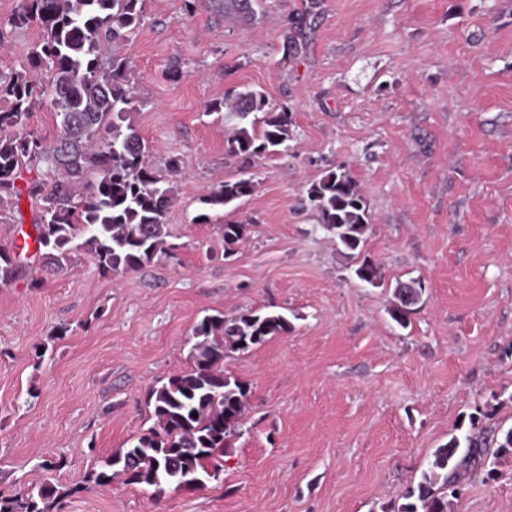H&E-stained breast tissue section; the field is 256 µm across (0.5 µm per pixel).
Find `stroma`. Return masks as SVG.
I'll list each match as a JSON object with an SVG mask.
<instances>
[{
	"label": "stroma",
	"instance_id": "stroma-1",
	"mask_svg": "<svg viewBox=\"0 0 512 512\" xmlns=\"http://www.w3.org/2000/svg\"><path fill=\"white\" fill-rule=\"evenodd\" d=\"M308 0H261L262 23L225 21L209 0H144L116 46L137 92L130 119L166 175L183 171L166 217L170 255L119 276L73 252L47 269L33 241L39 205L23 171L0 245L18 273L0 287V498L49 481L51 512H380L417 480L475 409L512 427V0H320L309 47L284 58L282 34ZM0 75L43 32L8 23ZM179 66L181 79L168 77ZM252 86L293 113L287 152L255 161L254 193L196 223L203 200L238 178L224 122L208 110ZM347 172L371 229L342 252L301 199ZM247 221L233 256L218 227ZM378 264L361 284L360 257ZM425 292L407 327L388 310L397 283ZM294 314L293 330L224 357L248 385L241 434L220 476L150 498L97 461L153 426L146 393L187 369L205 315ZM57 469H40L43 460ZM455 512H512V464L470 481Z\"/></svg>",
	"mask_w": 512,
	"mask_h": 512
}]
</instances>
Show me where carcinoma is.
<instances>
[{
	"mask_svg": "<svg viewBox=\"0 0 512 512\" xmlns=\"http://www.w3.org/2000/svg\"><path fill=\"white\" fill-rule=\"evenodd\" d=\"M226 20L253 23L263 18L260 0H212ZM143 0H20L9 19L13 28L40 27L43 37L28 52L26 65L0 78V210L19 201L15 181L23 168L43 165L53 175L46 185L30 189L39 198L41 216L35 224L37 248L47 263L61 268L75 248H83L104 275L137 271L168 254L166 216L175 201L183 160H167L170 180L158 178L147 161L148 147L130 120L137 96L123 58L111 47L141 23ZM319 0L291 21L283 34V53L306 54L307 31L317 15ZM38 71L49 73L46 84ZM50 103L61 127L55 142L24 132L33 109ZM224 118V152L246 164L288 150L291 113L271 103L256 89L234 90L209 105ZM94 179L87 180L88 175ZM252 177L226 180L206 198L209 210L223 209L248 197ZM304 204L313 210L321 230L347 252L358 250L369 230L364 198L346 172H328L306 189ZM247 225H221L224 256L235 253ZM18 266L10 251L0 247V287L10 285ZM357 280L375 285L380 267L363 258L354 269ZM424 288L419 281L399 283L388 310L401 327L410 322ZM293 324L279 312L244 311L235 316H205L195 326L191 366L171 375L147 394L156 427L100 461L86 473L95 484L116 475L156 497L165 489L193 488L198 480L216 477L222 456L239 436L238 423L247 401L246 382L224 375L228 351H246L273 336L289 333ZM197 416H192V413ZM480 408L469 416V427L456 428L436 448L417 482L401 495L391 512H454L465 485L479 473L493 480L500 467L512 462V427L489 429ZM57 498L45 482L36 493L15 500L0 499V512H50Z\"/></svg>",
	"mask_w": 512,
	"mask_h": 512,
	"instance_id": "carcinoma-1",
	"label": "carcinoma"
}]
</instances>
